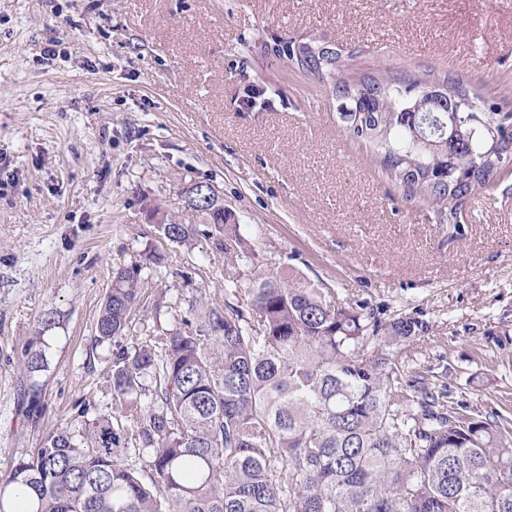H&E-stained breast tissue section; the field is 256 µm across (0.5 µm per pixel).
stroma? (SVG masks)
<instances>
[{
	"instance_id": "35a3bbf8",
	"label": "stroma",
	"mask_w": 512,
	"mask_h": 512,
	"mask_svg": "<svg viewBox=\"0 0 512 512\" xmlns=\"http://www.w3.org/2000/svg\"><path fill=\"white\" fill-rule=\"evenodd\" d=\"M314 37L353 51L349 76L452 75L512 111V0H0V474L70 426L77 399L133 418L95 333L114 269L164 255L135 315L162 334L197 321L201 294L223 302L234 270L213 244L223 229L184 204L192 180L220 192L263 273L417 313L431 330L393 350L398 367L466 414L512 419V180L470 198L449 239L346 136L344 99L274 82V42ZM251 85L272 105L247 107ZM150 203L195 235L163 238ZM49 309L31 423L25 348Z\"/></svg>"
}]
</instances>
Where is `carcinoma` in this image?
I'll use <instances>...</instances> for the list:
<instances>
[{
	"label": "carcinoma",
	"mask_w": 512,
	"mask_h": 512,
	"mask_svg": "<svg viewBox=\"0 0 512 512\" xmlns=\"http://www.w3.org/2000/svg\"><path fill=\"white\" fill-rule=\"evenodd\" d=\"M279 53L292 72L351 100L340 113L347 135L406 200L431 205L448 239L464 235L466 199L512 178V112L477 89L440 84L459 109L456 139L442 103L424 124L405 111L417 83H349L350 56L316 38ZM184 203L207 224L235 227L224 203L196 196L193 181ZM149 215L165 239L190 238L191 227L159 208ZM162 261L148 250L115 269L96 323V341L114 346L113 394L138 405L137 418H90L77 400L73 426L0 475V512H512V421L456 411L446 386L419 372L404 380L390 356L428 332L423 319L384 318L291 270L240 272L224 309L155 345L129 343ZM58 324L54 311L38 320L28 377L49 368L44 335Z\"/></svg>",
	"instance_id": "cac0c4a2"
}]
</instances>
